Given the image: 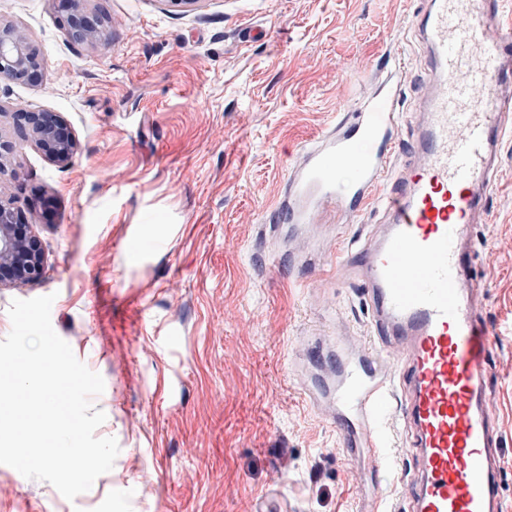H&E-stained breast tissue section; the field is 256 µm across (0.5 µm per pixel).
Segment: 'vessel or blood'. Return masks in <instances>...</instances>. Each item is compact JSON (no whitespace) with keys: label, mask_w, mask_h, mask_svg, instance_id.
Wrapping results in <instances>:
<instances>
[{"label":"vessel or blood","mask_w":512,"mask_h":512,"mask_svg":"<svg viewBox=\"0 0 512 512\" xmlns=\"http://www.w3.org/2000/svg\"><path fill=\"white\" fill-rule=\"evenodd\" d=\"M424 2L411 24L430 84L411 140L399 141L407 65L391 52L369 94L302 149L269 222L293 235L327 205L351 221L381 215L339 254L358 272L370 350L313 348L341 445L372 479L370 512H389L396 472L406 486L398 512H504L471 228L512 134V19L505 0Z\"/></svg>","instance_id":"b4317fda"}]
</instances>
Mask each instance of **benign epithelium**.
<instances>
[{"label": "benign epithelium", "mask_w": 512, "mask_h": 512, "mask_svg": "<svg viewBox=\"0 0 512 512\" xmlns=\"http://www.w3.org/2000/svg\"><path fill=\"white\" fill-rule=\"evenodd\" d=\"M84 0H69V36L93 44L103 35L100 21H91L82 8ZM41 67L36 49L27 37L10 25L0 24V81H24ZM17 132L31 141L53 162H69L77 143L69 127L53 112L26 111L17 115ZM45 260L32 225L0 201V288L37 281L43 277Z\"/></svg>", "instance_id": "1"}]
</instances>
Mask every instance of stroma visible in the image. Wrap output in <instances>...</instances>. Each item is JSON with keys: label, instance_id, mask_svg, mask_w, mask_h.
I'll return each mask as SVG.
<instances>
[{"label": "stroma", "instance_id": "35a3bbf8", "mask_svg": "<svg viewBox=\"0 0 512 512\" xmlns=\"http://www.w3.org/2000/svg\"><path fill=\"white\" fill-rule=\"evenodd\" d=\"M419 0H85L105 41H71L65 0H0L43 62L0 81V201L32 225L34 283L0 288V340L15 299L54 295V331L105 389L97 429L120 452L75 500L0 464V512H357L371 480L339 446L327 403L298 377L311 342L365 339L369 323L336 253L360 226L336 208L289 241L265 235L303 146L368 92L360 71L398 46L404 110L427 66L410 28ZM59 114L68 164L16 141V110ZM482 313L492 336L488 406L512 506V137L490 211L475 224ZM302 253L316 270L266 267Z\"/></svg>", "mask_w": 512, "mask_h": 512}]
</instances>
